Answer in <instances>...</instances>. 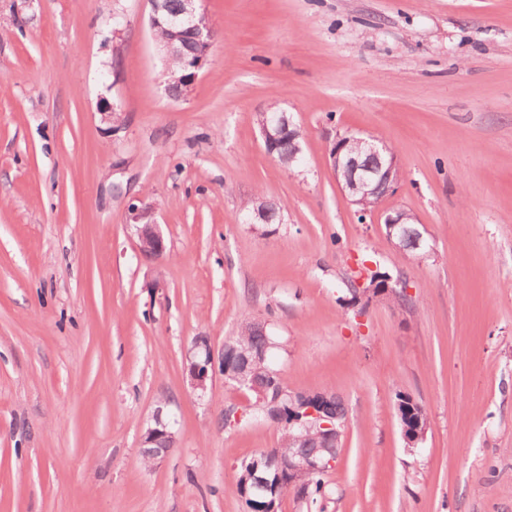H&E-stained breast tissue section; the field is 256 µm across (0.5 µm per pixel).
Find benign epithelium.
Wrapping results in <instances>:
<instances>
[{
  "label": "benign epithelium",
  "mask_w": 512,
  "mask_h": 512,
  "mask_svg": "<svg viewBox=\"0 0 512 512\" xmlns=\"http://www.w3.org/2000/svg\"><path fill=\"white\" fill-rule=\"evenodd\" d=\"M186 7L181 17L169 21L170 31L173 37L163 45L167 56L180 52V39L182 33H192L196 51L193 59V72L180 83V97H186L192 90L199 72L208 62L212 49L211 24L201 9V0H184ZM355 142L362 145V149L353 153L344 152V139H338L330 150L332 168L336 179L342 189L353 198V203H359V199L366 198L375 181H383L387 185L398 183L401 172L395 154L388 151L387 146L376 142L371 138L359 137ZM132 220L137 224V234L142 253L150 257H158L165 251L164 239L155 224L151 220L149 208H132ZM197 347L204 350V360L191 359L189 365V385L194 390H205L208 380V366L213 364V356L210 346L202 340ZM225 377L242 386L249 388L257 394L258 399L265 400L273 397L279 400L282 393L275 392L271 387L261 384L250 378L243 370L226 372ZM292 397L299 399L304 412L297 421L298 427L305 426V419L312 418L317 422L319 431L315 435L316 449L309 454H294L283 460L280 457L263 453L255 457L249 466V481L251 488L257 492H268L273 488V478L278 476L281 469L288 470L291 476L289 486L297 485V478L307 474H319L327 472L333 465L336 457L324 454L323 442L338 441L340 430L336 429V416L330 410L329 404L336 399V395L329 392H299L292 393ZM174 443L172 425L162 418V412L158 411L154 417V427L148 429L144 438L145 456L157 462L168 453V448Z\"/></svg>",
  "instance_id": "benign-epithelium-1"
}]
</instances>
